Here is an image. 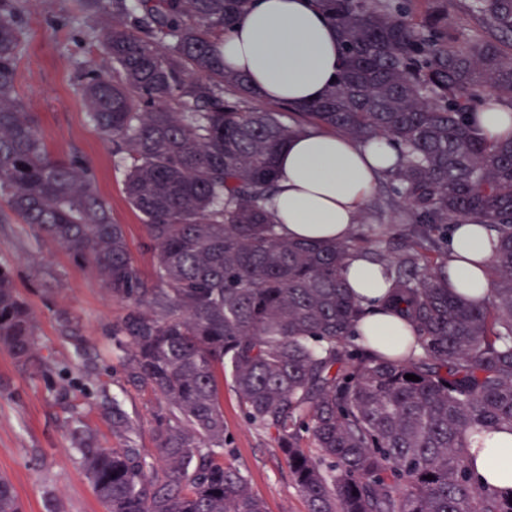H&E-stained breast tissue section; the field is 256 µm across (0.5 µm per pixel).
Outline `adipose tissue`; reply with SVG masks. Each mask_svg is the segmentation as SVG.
Here are the masks:
<instances>
[{"label": "adipose tissue", "instance_id": "adipose-tissue-1", "mask_svg": "<svg viewBox=\"0 0 512 512\" xmlns=\"http://www.w3.org/2000/svg\"><path fill=\"white\" fill-rule=\"evenodd\" d=\"M227 72L244 76L259 97L293 107L322 99L339 73L342 43L335 28L312 0H252L249 11L216 42ZM474 118L491 140L512 137V105L486 95ZM399 151L388 138L368 143L319 129L291 138L279 151L276 192L265 207L279 233L291 240L316 242L348 237L361 223L367 202L384 172L395 167ZM493 249L480 220L467 217L448 236L445 286L470 298L488 300L492 293ZM340 277L369 308L355 331L371 343L376 329L390 336L412 330L388 313L383 301L389 284L381 264L364 252L352 253ZM512 451V429L482 434L468 452V465L481 483L512 488V469L499 457Z\"/></svg>", "mask_w": 512, "mask_h": 512}]
</instances>
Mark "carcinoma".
I'll return each mask as SVG.
<instances>
[{
	"mask_svg": "<svg viewBox=\"0 0 512 512\" xmlns=\"http://www.w3.org/2000/svg\"><path fill=\"white\" fill-rule=\"evenodd\" d=\"M250 2L83 0L112 18L98 40L112 70L88 71L81 94L127 162L126 197L155 257L148 279L89 164L48 154L16 88L17 0H0V197L128 304L112 344L127 352L128 380L166 403L163 475L132 444L115 402L123 448L100 447L77 415L68 423L85 474L108 512H265L247 476L224 463L218 373L227 371L308 512H512V490L479 484L466 464L476 436L512 427V139L490 140L473 121L486 92L512 103V0H466V38L437 16L416 18L412 0H314L339 31L340 76L288 123L243 111L248 83L224 71L214 48ZM311 128L395 143L401 160L386 184L418 240L483 218L496 241L491 299L440 287L446 260L414 244L395 257L371 252L391 283L386 308L412 327L410 353L390 359L352 344L363 310L339 269L357 235L291 241L264 207L278 149ZM0 346L23 367L40 349L2 265ZM0 512H23L2 474Z\"/></svg>",
	"mask_w": 512,
	"mask_h": 512,
	"instance_id": "obj_1",
	"label": "carcinoma"
}]
</instances>
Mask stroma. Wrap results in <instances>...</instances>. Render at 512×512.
<instances>
[{
	"label": "stroma",
	"instance_id": "stroma-1",
	"mask_svg": "<svg viewBox=\"0 0 512 512\" xmlns=\"http://www.w3.org/2000/svg\"><path fill=\"white\" fill-rule=\"evenodd\" d=\"M413 9L420 18L440 15L458 35L472 30L463 0H413ZM20 18L24 49L18 90L39 119L47 150L55 156L76 154L89 163L113 219L125 227L132 257L152 274L155 259L143 247L145 227L124 194L126 162L113 154L78 93L86 71L111 66L96 39L106 17L83 11L81 0H20ZM399 209L385 191L371 199L356 227L368 250L392 256L413 239V225L395 217ZM0 263L10 267L41 344L37 361L25 368L0 347V474L10 478L24 512H106L72 449L71 416H81L101 446L119 448L124 441L112 432L108 408L118 403L136 428V446L154 465L157 417L165 409L159 396L128 382L124 354L112 348L109 328L127 305L107 295L66 247L9 213L0 219ZM64 315L76 323L77 337L61 335ZM223 404L227 459L248 477L267 512H307L273 437L246 422L232 390H225Z\"/></svg>",
	"mask_w": 512,
	"mask_h": 512
}]
</instances>
